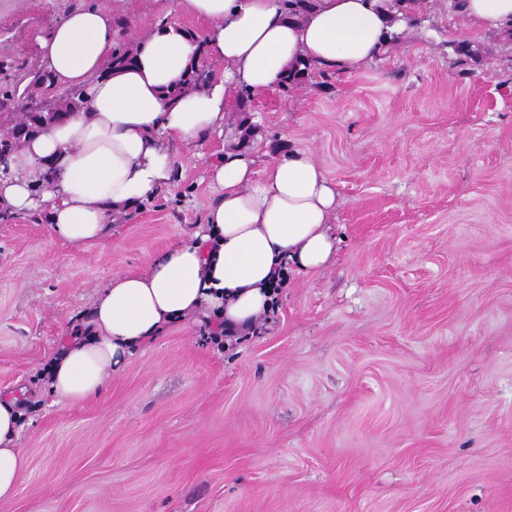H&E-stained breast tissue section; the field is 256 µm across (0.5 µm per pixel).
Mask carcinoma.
<instances>
[{"label":"carcinoma","instance_id":"obj_1","mask_svg":"<svg viewBox=\"0 0 512 512\" xmlns=\"http://www.w3.org/2000/svg\"><path fill=\"white\" fill-rule=\"evenodd\" d=\"M288 6V17H301L309 13L317 4V0H285ZM134 45L117 39L112 50L110 66L112 69H121L133 64ZM205 59H200L199 64L192 65L186 72L182 83L173 91L178 95L188 90L201 86L198 82L199 75L204 71ZM33 75L32 81L24 88L0 86V114L5 116V121L11 123L10 128L0 132V156L4 157L16 151L24 141L32 136L38 129L47 123L57 120L59 115L81 107L83 104L82 92L70 89L59 93V106L56 112H31L23 106L25 95L33 89L43 85L46 75L40 71H29ZM326 77V69H316L303 60L297 61V65L289 69L278 82V89L285 95L293 93L306 84L312 75Z\"/></svg>","mask_w":512,"mask_h":512}]
</instances>
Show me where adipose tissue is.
<instances>
[{"instance_id": "obj_1", "label": "adipose tissue", "mask_w": 512, "mask_h": 512, "mask_svg": "<svg viewBox=\"0 0 512 512\" xmlns=\"http://www.w3.org/2000/svg\"><path fill=\"white\" fill-rule=\"evenodd\" d=\"M206 22L201 34L177 22L142 36L133 65L109 71L115 38L110 12L82 7L38 39L51 85L82 90L85 105L45 126L0 171V210H46L56 237L82 249L104 238L114 215L154 196L171 179L170 144L222 134L241 92L275 91L297 58L349 71L375 56L393 29L384 0H318L303 20L284 0H178ZM471 25L512 26V0H462ZM206 57L220 72L204 87L173 96L189 64ZM54 184L37 192L38 177ZM219 189L205 225L167 250L149 273L113 277L73 339L48 368L57 401L100 394L109 374L141 346L193 314L249 334L270 312V281L286 266L317 272L329 262L336 186L310 152L293 151L258 173L251 152L226 151L208 168ZM16 401L0 398V500L12 498L26 459L15 439Z\"/></svg>"}]
</instances>
